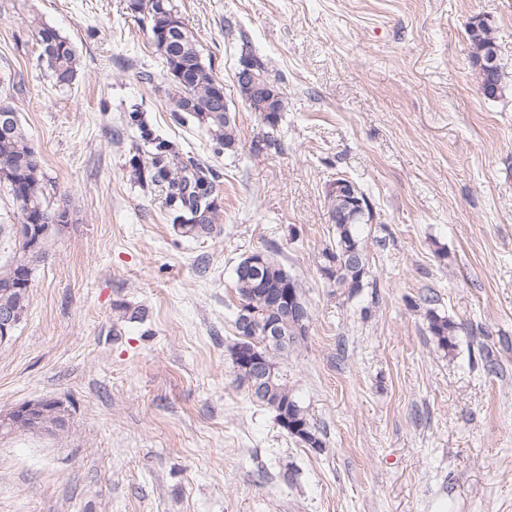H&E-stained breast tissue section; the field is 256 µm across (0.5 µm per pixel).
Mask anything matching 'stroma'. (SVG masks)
I'll return each mask as SVG.
<instances>
[{
  "label": "stroma",
  "instance_id": "35a3bbf8",
  "mask_svg": "<svg viewBox=\"0 0 512 512\" xmlns=\"http://www.w3.org/2000/svg\"><path fill=\"white\" fill-rule=\"evenodd\" d=\"M172 3L224 81L234 147L171 112L126 0H0V84H22L46 193L72 215L0 348V409L64 398L71 429L0 442V512H512V0ZM33 15L76 47L71 86L39 69ZM474 16L507 74L494 101ZM245 44L288 96L276 125L237 92ZM134 113L216 172L211 236H180L164 188L136 179ZM339 176L375 214L352 298L319 271ZM271 245L311 314L281 366L320 452L233 381L234 270ZM492 27L489 21L475 17L466 25V34L470 42L471 63L480 84L483 95L489 100L502 98L508 89L506 73L497 55V48L491 36ZM494 55L496 59L490 57ZM489 58V59H488ZM488 59V65L495 67L490 70L484 69ZM428 329L439 348L448 351L454 349L457 326L452 320L432 314L428 319Z\"/></svg>",
  "mask_w": 512,
  "mask_h": 512
}]
</instances>
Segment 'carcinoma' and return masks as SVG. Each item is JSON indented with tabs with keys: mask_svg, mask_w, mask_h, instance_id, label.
<instances>
[{
	"mask_svg": "<svg viewBox=\"0 0 512 512\" xmlns=\"http://www.w3.org/2000/svg\"><path fill=\"white\" fill-rule=\"evenodd\" d=\"M127 8L149 21L151 43L159 54L170 86L167 95L172 104V112L187 113L204 125L218 144L226 148L233 146L236 120L231 113L224 111V81L217 77L213 64L205 62L197 41L170 0H127ZM29 27L40 47L39 68L54 85L60 88L71 85L77 77L79 66L74 45L55 28L36 17L29 21ZM491 32V24L480 17L471 19L466 25L476 78L483 95L489 100H495L505 95L508 85L501 63H496L490 70L484 69L487 59L497 55ZM238 64L251 67L258 81L270 85L274 92L272 101L267 104L254 96L252 88L239 83L237 88L242 100L250 111L259 112L269 124H276L281 113L288 108L286 93L277 79L271 77L267 64L251 50L241 49ZM5 110L11 113V117L9 124L0 129V184L8 188L19 214V223L26 225L32 235H38L48 224L53 226L51 234L43 240L45 253L48 254L72 220L69 204L65 200L57 204L47 200L42 157L21 124L15 96L9 90L0 91V113ZM143 141L154 146V152L150 153L148 161L139 157L133 159L132 167L136 177L143 179L147 171L151 182L168 184V206L180 210L174 219L180 233L193 238L211 235L219 211V188L210 179L212 171L208 166L193 160L171 170L164 164V156L170 144L149 136L144 137ZM326 198L329 219L335 224L336 237L333 244L322 250L323 263L319 270L332 287L352 298L365 287V280L361 279L360 271L350 265L347 252L357 248L362 267H367L363 237L367 221L345 220L350 211L347 209L346 197L340 192L330 191ZM11 235L15 249L5 262L0 263V286L30 289L33 280L20 282V273L36 271L45 259L32 251L25 233L13 231ZM274 252L272 246L264 251L265 270L261 279L235 275L239 307L253 312L259 324L274 315L269 291L288 283L291 278L288 270L274 257ZM292 288L298 299H303L302 285L298 279H293ZM308 327L307 321L301 324L288 322V344L283 347L260 346V332L248 338L238 337L234 347L257 346L269 361L278 365L284 354L304 340ZM428 329L438 347L448 351L454 349L457 326L452 320L432 314L428 319ZM279 401L292 403L300 417L308 423L313 436H318L308 410L297 398L285 375L273 381L269 397L259 399L260 403L271 410L275 409Z\"/></svg>",
	"mask_w": 512,
	"mask_h": 512,
	"instance_id": "1",
	"label": "carcinoma"
}]
</instances>
